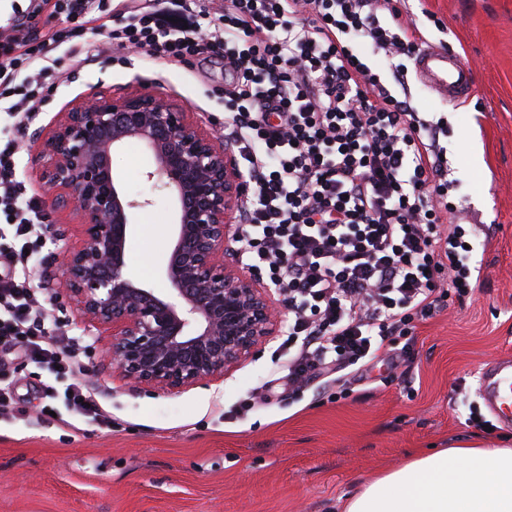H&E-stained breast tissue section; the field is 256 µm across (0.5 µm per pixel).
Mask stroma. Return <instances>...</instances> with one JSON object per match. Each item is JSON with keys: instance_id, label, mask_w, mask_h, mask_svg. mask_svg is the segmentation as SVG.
Here are the masks:
<instances>
[{"instance_id": "stroma-1", "label": "stroma", "mask_w": 512, "mask_h": 512, "mask_svg": "<svg viewBox=\"0 0 512 512\" xmlns=\"http://www.w3.org/2000/svg\"><path fill=\"white\" fill-rule=\"evenodd\" d=\"M407 10L427 44L454 48L475 71V91L461 102L408 74L414 110L446 123L448 199L460 208L455 223L469 260L481 267L470 294L418 322L411 357L363 369L342 399L318 386L300 396L288 391L278 335L223 377L175 394L135 387L102 368L106 334L85 331L40 278L44 258L78 245L82 228L68 211L50 209L32 174L40 146L32 135L79 98L141 89L223 130L224 63L88 57L69 67L67 82L16 133L31 147L18 149L15 172L47 204V225L66 231L61 244L43 235L28 282L48 314L83 337L76 377L94 387L108 421L64 410L38 364L1 358L0 382L14 401L0 415V512H343L361 484L431 448L476 438L512 448V426L492 419L478 394L482 369L512 357V0H408ZM152 165L134 142L113 156L130 194L154 199L135 216L128 265L161 288L174 212L143 177ZM250 396L254 409L236 418L233 407ZM46 407L58 416L44 418Z\"/></svg>"}]
</instances>
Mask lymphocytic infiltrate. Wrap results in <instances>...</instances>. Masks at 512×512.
I'll return each mask as SVG.
<instances>
[{
  "instance_id": "f902f5d3",
  "label": "lymphocytic infiltrate",
  "mask_w": 512,
  "mask_h": 512,
  "mask_svg": "<svg viewBox=\"0 0 512 512\" xmlns=\"http://www.w3.org/2000/svg\"><path fill=\"white\" fill-rule=\"evenodd\" d=\"M405 0H178L168 21L160 0L118 13L105 46L191 65L224 57V136L247 183L238 251L288 303V388L334 377L355 381L381 356L408 357L417 321L462 297L472 271L449 226L444 124L410 104L407 59L420 47ZM103 0H29L49 34L0 31V108L15 125L45 107L64 70L62 45L89 51ZM384 54L387 68L368 54ZM17 142L0 144V352L66 379V408L102 422L92 388L71 380L57 323L27 288L29 252L45 223L38 199L15 178Z\"/></svg>"
}]
</instances>
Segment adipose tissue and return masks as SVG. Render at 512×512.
<instances>
[{
	"label": "adipose tissue",
	"mask_w": 512,
	"mask_h": 512,
	"mask_svg": "<svg viewBox=\"0 0 512 512\" xmlns=\"http://www.w3.org/2000/svg\"><path fill=\"white\" fill-rule=\"evenodd\" d=\"M344 512H512V448L468 442L416 456L364 483Z\"/></svg>",
	"instance_id": "adipose-tissue-1"
}]
</instances>
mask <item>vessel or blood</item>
<instances>
[{
  "mask_svg": "<svg viewBox=\"0 0 512 512\" xmlns=\"http://www.w3.org/2000/svg\"><path fill=\"white\" fill-rule=\"evenodd\" d=\"M418 77L433 91L455 101L469 98L475 84V72L449 47L430 46L416 58ZM479 392L492 416L512 421V359L488 364L482 374Z\"/></svg>",
  "mask_w": 512,
  "mask_h": 512,
  "instance_id": "obj_1",
  "label": "vessel or blood"
}]
</instances>
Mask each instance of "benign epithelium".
I'll return each mask as SVG.
<instances>
[{"mask_svg": "<svg viewBox=\"0 0 512 512\" xmlns=\"http://www.w3.org/2000/svg\"><path fill=\"white\" fill-rule=\"evenodd\" d=\"M36 136L37 177L53 191L52 208L82 227L78 246L45 257L43 284L85 325L112 329L103 363L131 384L174 393L224 376L276 335L282 316L272 289L240 268L232 246L246 183L223 138L142 90L81 98ZM130 142L151 154L146 181L174 204L162 289L128 269L135 210L152 204L130 198L113 169V154Z\"/></svg>", "mask_w": 512, "mask_h": 512, "instance_id": "7a95c632", "label": "benign epithelium"}]
</instances>
